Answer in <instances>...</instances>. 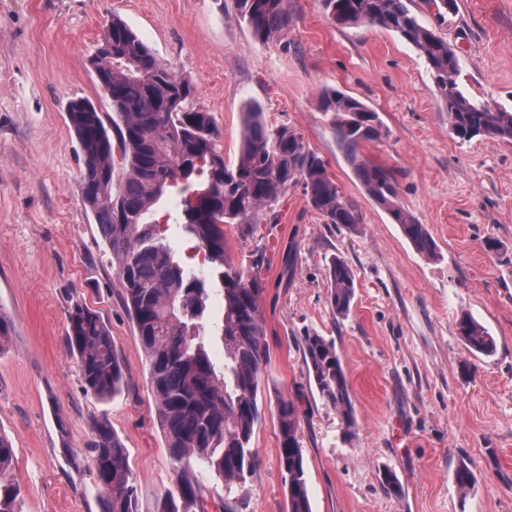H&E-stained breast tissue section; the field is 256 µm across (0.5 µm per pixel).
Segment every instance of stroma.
I'll use <instances>...</instances> for the list:
<instances>
[{
	"label": "stroma",
	"instance_id": "1",
	"mask_svg": "<svg viewBox=\"0 0 512 512\" xmlns=\"http://www.w3.org/2000/svg\"><path fill=\"white\" fill-rule=\"evenodd\" d=\"M410 8L456 51L469 94L512 106V0H457L442 25L427 0ZM287 9L286 33L263 42L235 0H0V307L15 324L0 350V433L13 444L23 512H96L91 475L70 470L63 456L60 415L80 451L92 417L106 415L129 450L144 512L175 487L112 256L81 201L83 161L65 117L80 97L110 109L89 59L114 18L193 82L197 106L222 133L225 161L237 156L245 104L258 103L268 125L293 128L322 156L363 217L353 228L325 223L297 185L275 205L276 223L245 238L225 225L235 263L264 257L269 354L248 494L225 508L223 482L206 476L208 512H287L282 397L298 407L313 512H512V141L454 138L423 57L398 35L331 24L320 0H287ZM325 88L378 113L387 134L361 154L393 173L401 205L436 243L434 257L418 253L354 178L321 109ZM336 257L355 274L345 318L327 299ZM76 296L111 330L125 373L123 392L107 402L84 392L65 343ZM464 314L495 338L494 356L461 342ZM308 330L333 340L341 357L352 440L309 380L300 344ZM462 459L477 475L465 495L453 479ZM387 468L400 494L384 489Z\"/></svg>",
	"mask_w": 512,
	"mask_h": 512
}]
</instances>
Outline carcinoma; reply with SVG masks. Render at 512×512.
Wrapping results in <instances>:
<instances>
[{"label":"carcinoma","mask_w":512,"mask_h":512,"mask_svg":"<svg viewBox=\"0 0 512 512\" xmlns=\"http://www.w3.org/2000/svg\"><path fill=\"white\" fill-rule=\"evenodd\" d=\"M325 16L339 27L366 25L398 34L424 58L457 139L476 136L512 140V110L465 95L460 59L448 42L421 23L407 0H321ZM241 19L262 41L288 28L285 0H235ZM111 112L87 98L68 103L66 115L79 143L83 169L81 200L93 215L112 254L145 355L158 425L175 473V488L153 512H207L203 473L224 480L225 499L246 491L256 461L251 440L260 418L262 371L268 354L261 310L264 291L254 258L245 268L228 256L224 225L242 236L270 219L273 205L288 189L303 186L309 207L327 224L362 223L357 208L329 176L323 158L286 125L268 127L256 103L245 106L236 160L224 161L217 146L221 132L213 116L194 105L195 85L176 76L120 19L107 26L89 60ZM338 144L372 201L422 255L436 245L426 227L403 208L392 173L364 160L366 143L385 136L376 112L336 88L321 93ZM181 196L183 234L203 253L207 273L185 266L166 243L157 206L171 193ZM328 302L347 316L355 275L340 258L328 271ZM224 301V373L218 375L207 345L211 337L208 303L214 291ZM66 344L75 358L86 394L107 401L121 394L125 376L112 332L98 311L76 300L66 311ZM458 335L473 354L490 356L495 341L468 315ZM309 378L319 397L342 418L343 438L355 435L349 381L334 341L316 331L302 337ZM279 465L286 475L288 512H312L303 449L297 437L294 401L277 402ZM87 454L70 451L68 426L58 422L67 464L93 476L98 512H140V492L128 464V449L104 416L93 419ZM11 440L0 432V512H22L23 495L14 478ZM454 480L464 492L475 488L472 464L461 460Z\"/></svg>","instance_id":"carcinoma-1"}]
</instances>
